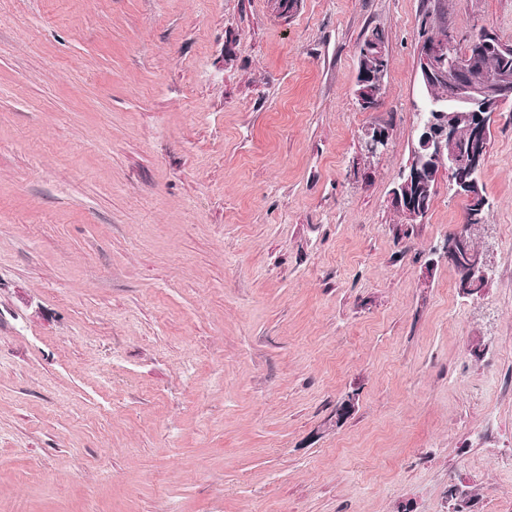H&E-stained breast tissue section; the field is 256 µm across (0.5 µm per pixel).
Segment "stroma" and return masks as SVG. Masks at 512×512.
Wrapping results in <instances>:
<instances>
[{
	"mask_svg": "<svg viewBox=\"0 0 512 512\" xmlns=\"http://www.w3.org/2000/svg\"><path fill=\"white\" fill-rule=\"evenodd\" d=\"M425 21L512 45V0H0V512L512 503V107L466 296L447 164L390 202ZM390 141V131L380 125L371 126L365 130L364 146L370 156L381 155L386 152ZM483 219L478 224H469L465 234L446 240L442 247L443 256L457 269L459 290L468 296L483 293L491 281L486 254L471 245L472 232L482 226Z\"/></svg>",
	"mask_w": 512,
	"mask_h": 512,
	"instance_id": "stroma-1",
	"label": "stroma"
}]
</instances>
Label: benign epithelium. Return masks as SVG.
I'll list each match as a JSON object with an SVG mask.
<instances>
[{
    "mask_svg": "<svg viewBox=\"0 0 512 512\" xmlns=\"http://www.w3.org/2000/svg\"><path fill=\"white\" fill-rule=\"evenodd\" d=\"M490 52L508 55L512 46L501 42H470L465 51L457 50L455 42L448 38L432 40L425 33L419 49L420 84L428 89L439 82L448 84L447 105L437 110L422 99L420 120L416 137L421 151L411 158L407 171L391 192V204L411 224L421 222L427 215L423 195L431 187L430 163L448 161V173L461 164L467 166L470 180L457 183L455 194L463 197L471 210L472 219L478 220L488 205L487 198L472 191L480 179L486 161L485 142L500 108L512 103V72L499 70L482 71L481 58ZM356 95L360 105L369 109L377 98V90L369 85V74L359 70ZM465 113L469 123L471 149L461 155L458 145L455 113ZM390 131L380 125L365 130L364 146L370 156L386 152ZM476 224L468 225L467 232L442 247L443 256L458 272V288L464 295L483 293L491 281V267L486 254L471 245Z\"/></svg>",
    "mask_w": 512,
    "mask_h": 512,
    "instance_id": "benign-epithelium-1",
    "label": "benign epithelium"
}]
</instances>
